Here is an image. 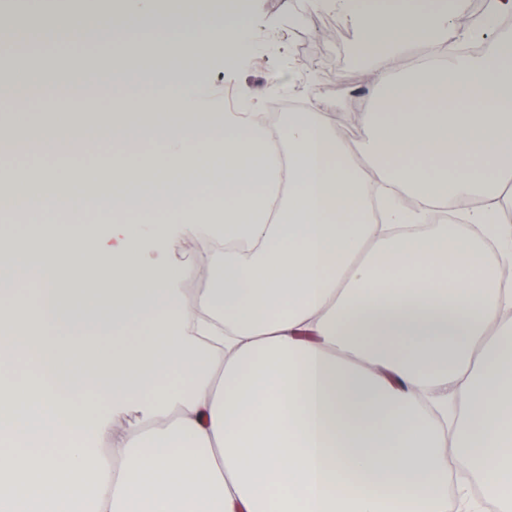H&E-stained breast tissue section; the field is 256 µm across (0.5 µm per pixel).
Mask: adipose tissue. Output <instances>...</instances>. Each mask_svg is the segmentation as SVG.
Segmentation results:
<instances>
[{
  "instance_id": "1",
  "label": "adipose tissue",
  "mask_w": 512,
  "mask_h": 512,
  "mask_svg": "<svg viewBox=\"0 0 512 512\" xmlns=\"http://www.w3.org/2000/svg\"><path fill=\"white\" fill-rule=\"evenodd\" d=\"M310 2L355 23L369 50L384 109L359 113L375 131L363 142L314 104L285 114L279 153L261 114L205 111L181 69L124 54L0 82L20 106L95 95L107 79L172 89L26 129L40 153L150 140L165 155L112 172L108 206L142 215L138 229L98 240L94 225L48 220L0 235V358L38 368L0 386V512H448L454 467L512 512V289L486 260L512 263V65L459 53L486 28L461 24L464 0ZM125 8L196 56H234L245 32L235 12L199 29L155 0ZM421 49L436 64L400 77ZM88 179L73 172L64 192L49 175L0 206L77 209ZM404 194L466 202L493 251L442 224L412 232L423 215ZM156 233L203 241L200 297L173 289L188 271ZM78 290L96 313L71 307ZM104 328L108 355L89 341ZM134 410L142 423L123 426Z\"/></svg>"
}]
</instances>
